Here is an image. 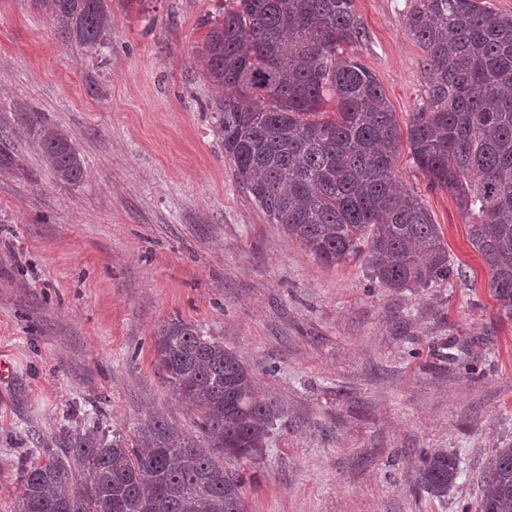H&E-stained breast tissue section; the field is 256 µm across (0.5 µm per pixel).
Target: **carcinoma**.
<instances>
[{
	"instance_id": "cac0c4a2",
	"label": "carcinoma",
	"mask_w": 512,
	"mask_h": 512,
	"mask_svg": "<svg viewBox=\"0 0 512 512\" xmlns=\"http://www.w3.org/2000/svg\"><path fill=\"white\" fill-rule=\"evenodd\" d=\"M60 37L112 44L111 0H33ZM197 62L230 94L211 104L238 183L271 221L322 262L366 254L386 288H427L458 274L439 225L396 186L407 143L431 187L449 192L512 317V18L483 0H410L407 29L426 54L425 105L401 132L375 76L344 49L363 31L353 0H215ZM335 103L328 119L323 107ZM25 128L55 177L83 178L80 153L37 112ZM169 387L201 416L207 445L162 416L134 442L99 428L64 429L24 465L13 512H247L231 461L262 454L283 407L261 398L238 355L182 321L158 338ZM458 465L424 453L414 486L444 499ZM480 512H512V444L484 467Z\"/></svg>"
}]
</instances>
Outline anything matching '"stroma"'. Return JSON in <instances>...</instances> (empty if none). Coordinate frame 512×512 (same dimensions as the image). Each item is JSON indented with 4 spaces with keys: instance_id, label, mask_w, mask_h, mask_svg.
Here are the masks:
<instances>
[{
    "instance_id": "1",
    "label": "stroma",
    "mask_w": 512,
    "mask_h": 512,
    "mask_svg": "<svg viewBox=\"0 0 512 512\" xmlns=\"http://www.w3.org/2000/svg\"><path fill=\"white\" fill-rule=\"evenodd\" d=\"M214 0H112V47L65 42L33 0H0V512L36 441L99 423L130 438L196 412L157 366L175 320L237 353L285 414L236 462L248 512H479L483 466L512 444V317L453 196L409 149L397 179L439 224L459 277L380 286L365 257L321 263L237 182L215 131L218 90L195 54ZM408 0H354L349 52L399 126L424 104ZM69 135L86 176L56 180L24 117ZM453 453L447 499L412 488L422 454Z\"/></svg>"
}]
</instances>
